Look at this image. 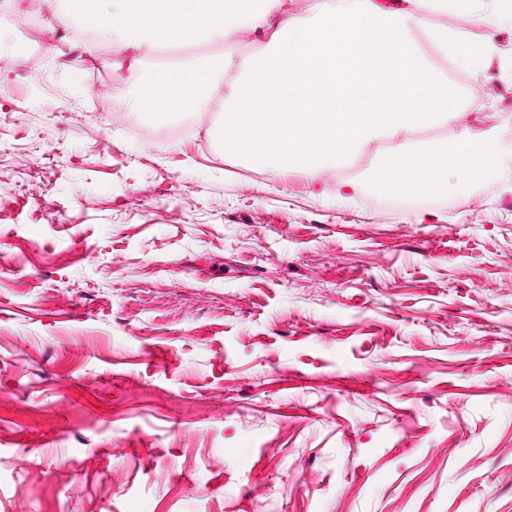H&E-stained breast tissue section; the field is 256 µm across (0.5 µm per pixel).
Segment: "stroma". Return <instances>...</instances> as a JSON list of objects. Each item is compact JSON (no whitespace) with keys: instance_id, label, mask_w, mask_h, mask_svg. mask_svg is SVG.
Here are the masks:
<instances>
[{"instance_id":"obj_1","label":"stroma","mask_w":512,"mask_h":512,"mask_svg":"<svg viewBox=\"0 0 512 512\" xmlns=\"http://www.w3.org/2000/svg\"><path fill=\"white\" fill-rule=\"evenodd\" d=\"M68 30L0 0L39 55L0 70V512H512V154L258 171ZM470 31L448 81L512 136V25Z\"/></svg>"}]
</instances>
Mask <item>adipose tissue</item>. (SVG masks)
Masks as SVG:
<instances>
[{
    "mask_svg": "<svg viewBox=\"0 0 512 512\" xmlns=\"http://www.w3.org/2000/svg\"><path fill=\"white\" fill-rule=\"evenodd\" d=\"M121 49L220 44L217 60H191L145 77L136 112H210L223 84L221 120L209 127L225 155L266 170L318 177L330 165L378 148L374 179L389 193L425 196L449 179L470 188L498 163L497 136L467 121L448 63L474 76L497 55L448 25L471 18L476 0H58ZM258 46L241 55L243 40ZM459 128L453 150L433 133Z\"/></svg>",
    "mask_w": 512,
    "mask_h": 512,
    "instance_id": "ef3b65f1",
    "label": "adipose tissue"
}]
</instances>
